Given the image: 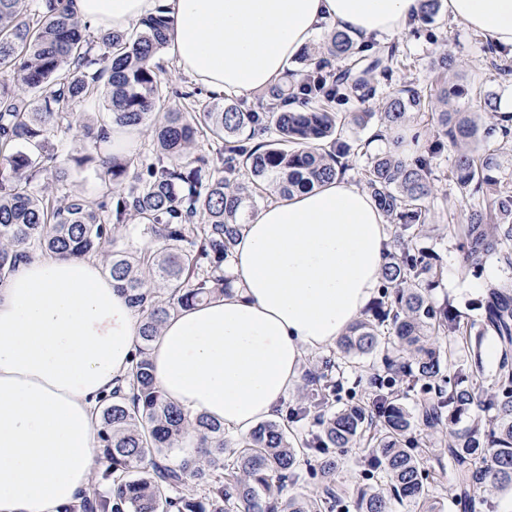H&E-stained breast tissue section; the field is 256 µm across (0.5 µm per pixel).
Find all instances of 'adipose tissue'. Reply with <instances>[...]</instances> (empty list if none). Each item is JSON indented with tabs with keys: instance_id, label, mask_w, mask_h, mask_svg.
Instances as JSON below:
<instances>
[{
	"instance_id": "ef3b65f1",
	"label": "adipose tissue",
	"mask_w": 512,
	"mask_h": 512,
	"mask_svg": "<svg viewBox=\"0 0 512 512\" xmlns=\"http://www.w3.org/2000/svg\"><path fill=\"white\" fill-rule=\"evenodd\" d=\"M512 50V0H443ZM95 28L164 9L178 67L217 94H261L328 22L360 45L403 33L419 0H72ZM373 197L344 176L262 207L242 226L230 294L180 310L150 360L188 418L233 437L277 420L306 356L362 318L390 250ZM104 260L37 255L0 280V512H64L93 481L100 400L123 384L139 321Z\"/></svg>"
}]
</instances>
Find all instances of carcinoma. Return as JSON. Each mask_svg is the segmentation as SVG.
Segmentation results:
<instances>
[{
	"label": "carcinoma",
	"instance_id": "obj_1",
	"mask_svg": "<svg viewBox=\"0 0 512 512\" xmlns=\"http://www.w3.org/2000/svg\"><path fill=\"white\" fill-rule=\"evenodd\" d=\"M441 7L442 0H420L418 20L434 21ZM169 25L160 12L132 33L101 30L92 43L67 0H0V275L38 251L102 255L112 286L140 316L125 386L97 409V482L64 512H392L396 503L443 512L437 489L448 477L455 512H494L490 494L512 488V283L484 282L480 317L465 321L450 301L434 300L443 265L422 244L437 200L435 160L452 146L460 149L453 177L471 200L458 231V274L481 277L480 260L489 256L512 266V182L497 150L483 145L490 129H481L479 113L447 108L467 97L491 109L489 95L480 85L448 83L456 61L442 52L432 63L436 90L399 83L380 116L389 134L421 121L432 135L427 153L409 159L391 146L371 154L367 144L342 139L345 120L334 104L349 92L375 93V73L391 77L405 66L403 53L395 44L366 51L333 29L323 64L285 72L259 112L229 100L167 110L153 59L166 47ZM488 53L489 67L512 78V64L492 47ZM93 96L107 109L98 124L73 112ZM148 121L153 157L131 184L124 182L134 161L99 152L75 162L92 159L110 176L102 200L31 190L54 159L51 132L78 122L83 138L100 143L108 124L136 129ZM359 153L367 158L359 182L396 234L378 296L336 352L309 359L303 392L288 408L289 422L311 417L318 430L299 436L265 422L232 439L200 416L193 424L199 454L188 452L187 417L150 372L161 325L179 308L231 291L224 267L256 200L320 185ZM126 237L147 244L116 248ZM489 338L500 348L490 378L482 361ZM363 358L372 372L360 394L336 372ZM410 393L408 408L402 399ZM332 448L358 449L375 485L338 481ZM312 456L321 492L283 496Z\"/></svg>",
	"mask_w": 512,
	"mask_h": 512
}]
</instances>
